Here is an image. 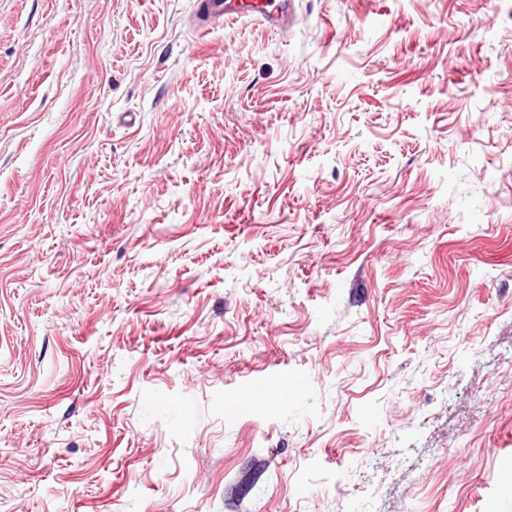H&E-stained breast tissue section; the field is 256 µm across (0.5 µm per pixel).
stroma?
<instances>
[{
  "mask_svg": "<svg viewBox=\"0 0 512 512\" xmlns=\"http://www.w3.org/2000/svg\"><path fill=\"white\" fill-rule=\"evenodd\" d=\"M0 0V512H512V0ZM200 28L226 20H258L266 28L283 31L295 15V0H199Z\"/></svg>",
  "mask_w": 512,
  "mask_h": 512,
  "instance_id": "1",
  "label": "stroma"
}]
</instances>
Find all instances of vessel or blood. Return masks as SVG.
Segmentation results:
<instances>
[{
    "label": "vessel or blood",
    "instance_id": "1",
    "mask_svg": "<svg viewBox=\"0 0 512 512\" xmlns=\"http://www.w3.org/2000/svg\"><path fill=\"white\" fill-rule=\"evenodd\" d=\"M201 27L226 20L253 19L267 28L285 30L295 15V0H199Z\"/></svg>",
    "mask_w": 512,
    "mask_h": 512
}]
</instances>
